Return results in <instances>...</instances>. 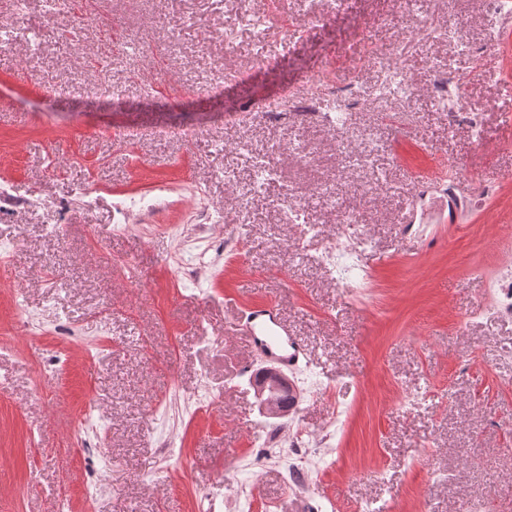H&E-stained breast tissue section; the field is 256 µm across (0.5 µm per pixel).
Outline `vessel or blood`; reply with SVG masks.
<instances>
[{
    "label": "vessel or blood",
    "instance_id": "1",
    "mask_svg": "<svg viewBox=\"0 0 512 512\" xmlns=\"http://www.w3.org/2000/svg\"><path fill=\"white\" fill-rule=\"evenodd\" d=\"M244 320V340L255 346L267 363L291 371L305 357L302 342L290 336L275 304L265 302L248 308Z\"/></svg>",
    "mask_w": 512,
    "mask_h": 512
}]
</instances>
